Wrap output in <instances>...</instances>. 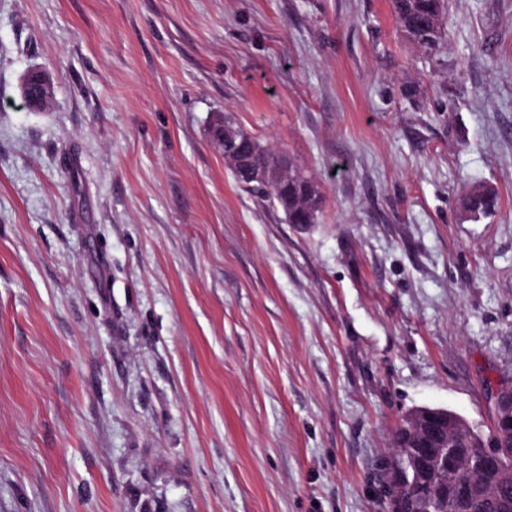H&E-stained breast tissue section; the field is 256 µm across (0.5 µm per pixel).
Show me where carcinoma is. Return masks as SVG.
I'll use <instances>...</instances> for the list:
<instances>
[{"instance_id": "cac0c4a2", "label": "carcinoma", "mask_w": 512, "mask_h": 512, "mask_svg": "<svg viewBox=\"0 0 512 512\" xmlns=\"http://www.w3.org/2000/svg\"><path fill=\"white\" fill-rule=\"evenodd\" d=\"M392 10L399 26L409 40L424 54L436 55L443 46L447 0H392ZM252 152L257 157H282L288 160V194L271 188L249 185L235 174L230 153H225L224 164L233 174L235 182L256 195L260 201L280 209L290 224H317L321 214L322 197L317 182L306 176L288 159V154L274 152L252 136H247ZM495 189L483 183L468 187L460 199L461 209L474 217L489 216L498 208ZM460 432L452 441L455 448L457 469L452 475L429 472L420 477L409 457L394 452L386 462L389 485L448 482L457 501V512H512V454H500L499 469L486 477L479 476L475 463L483 458H493L499 448L512 449V431H494L493 446L463 418L448 411ZM401 512H445L446 507L434 502L421 491L400 501Z\"/></svg>"}]
</instances>
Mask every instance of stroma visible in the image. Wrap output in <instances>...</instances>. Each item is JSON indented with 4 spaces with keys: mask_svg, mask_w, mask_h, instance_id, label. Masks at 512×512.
I'll list each match as a JSON object with an SVG mask.
<instances>
[{
    "mask_svg": "<svg viewBox=\"0 0 512 512\" xmlns=\"http://www.w3.org/2000/svg\"><path fill=\"white\" fill-rule=\"evenodd\" d=\"M445 40L391 0H0V512H385L402 414L491 437L512 0H448ZM227 112L319 181V224L234 181ZM447 8V0H392L399 26L428 56L436 55L443 46ZM50 85L49 75L42 71H31L27 74L26 82H25V90L22 91V98L26 107L30 110L39 112L48 108V104H43L39 106H32L28 103L25 95L30 98L39 99L44 97L45 87ZM36 92V94H35ZM25 93V95H24ZM498 194L495 189L483 183L468 187L460 199L461 209L475 218L489 216L498 208Z\"/></svg>",
    "mask_w": 512,
    "mask_h": 512,
    "instance_id": "obj_1",
    "label": "stroma"
}]
</instances>
